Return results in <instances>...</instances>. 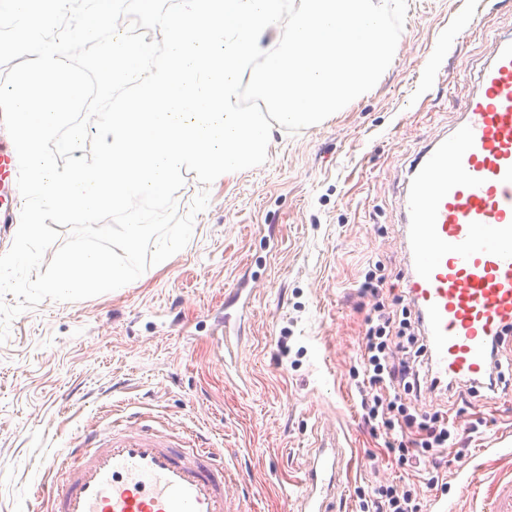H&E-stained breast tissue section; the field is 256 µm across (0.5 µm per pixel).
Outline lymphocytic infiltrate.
<instances>
[{"label": "lymphocytic infiltrate", "mask_w": 512, "mask_h": 512, "mask_svg": "<svg viewBox=\"0 0 512 512\" xmlns=\"http://www.w3.org/2000/svg\"><path fill=\"white\" fill-rule=\"evenodd\" d=\"M362 291L376 302L366 316L360 361V407L364 422L385 434L390 453L411 468L442 469L443 449L455 447L457 435L445 413H421L408 397L428 383L423 370V337L415 333L409 308L391 309L381 302L383 280L368 273ZM365 512H420L416 485L385 483L363 502Z\"/></svg>", "instance_id": "lymphocytic-infiltrate-1"}]
</instances>
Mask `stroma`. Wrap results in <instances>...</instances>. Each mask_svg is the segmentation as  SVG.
<instances>
[{
	"instance_id": "1",
	"label": "stroma",
	"mask_w": 512,
	"mask_h": 512,
	"mask_svg": "<svg viewBox=\"0 0 512 512\" xmlns=\"http://www.w3.org/2000/svg\"><path fill=\"white\" fill-rule=\"evenodd\" d=\"M510 34L512 0H408L373 92L322 126L277 135L263 165L228 183L205 189L185 173L177 213L200 192L209 201L184 249L122 288L16 317L0 344V512H34L53 486L46 461L107 408L160 414L219 448L229 512H295L288 489L319 425L347 439L344 512H361L358 488L410 478L364 424L350 380L373 304L359 287L376 268L384 297L400 295L404 168L459 121L478 68ZM236 287L251 307L220 346ZM414 405L447 412L477 459L457 512H487L490 485L512 472V388L466 403L424 388ZM503 432L507 450L480 457Z\"/></svg>"
}]
</instances>
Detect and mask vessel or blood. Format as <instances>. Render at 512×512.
<instances>
[{
	"mask_svg": "<svg viewBox=\"0 0 512 512\" xmlns=\"http://www.w3.org/2000/svg\"><path fill=\"white\" fill-rule=\"evenodd\" d=\"M410 259L404 296L419 317L431 373L477 383L490 343L512 326V38H500L475 78L460 121L420 150L401 190ZM17 163L0 141V209H19ZM346 449L334 428L316 434L297 512H336ZM47 512H227L224 462L193 434L114 419L87 429L56 465ZM489 512H512V479Z\"/></svg>",
	"mask_w": 512,
	"mask_h": 512,
	"instance_id": "b4317fda",
	"label": "vessel or blood"
}]
</instances>
